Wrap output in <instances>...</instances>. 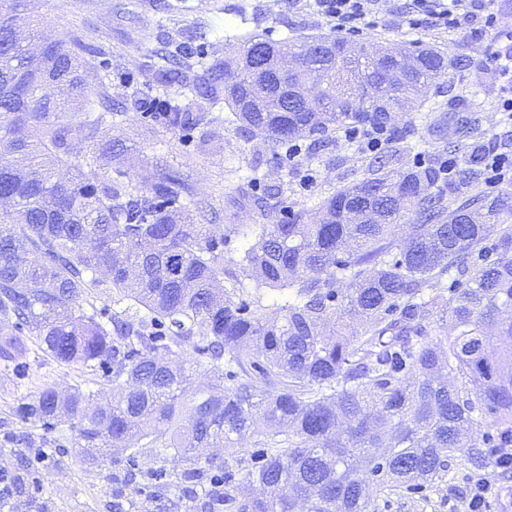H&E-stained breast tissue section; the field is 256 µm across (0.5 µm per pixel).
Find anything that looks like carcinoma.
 <instances>
[{
    "label": "carcinoma",
    "instance_id": "obj_1",
    "mask_svg": "<svg viewBox=\"0 0 512 512\" xmlns=\"http://www.w3.org/2000/svg\"><path fill=\"white\" fill-rule=\"evenodd\" d=\"M38 25V0H0V358L22 349L26 328L56 362L106 370L116 392L45 387L20 399L19 421L132 459L153 437L180 465L146 472L168 512L185 498L196 512H372L380 494L422 487L456 457L507 476L492 449L512 448V192L456 204L454 175L374 160L319 204L320 220L254 225L242 276L225 288L227 233L201 206L187 220L179 171L146 186L100 172L102 116L87 108L80 58ZM279 47L252 34L218 67L220 79L237 71L227 122L261 132L276 159L301 137L326 146L318 136L331 128L395 127L454 64L417 45L372 55L298 37L292 62ZM136 110L182 133L205 121L177 97L145 94ZM409 213L419 223L399 239ZM250 281L287 291L284 303L263 304ZM103 284L125 304L105 321L81 309ZM186 346L209 366L190 403L191 375L174 361ZM247 438L261 454L231 453L224 482L209 478L205 453ZM243 467L257 491H239ZM115 497L116 512L143 508L121 487Z\"/></svg>",
    "mask_w": 512,
    "mask_h": 512
}]
</instances>
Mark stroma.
<instances>
[{
	"label": "stroma",
	"instance_id": "35a3bbf8",
	"mask_svg": "<svg viewBox=\"0 0 512 512\" xmlns=\"http://www.w3.org/2000/svg\"><path fill=\"white\" fill-rule=\"evenodd\" d=\"M412 5L413 0H377L378 26L363 27L350 39L370 49L387 42L420 43L452 56L453 68L440 85L427 89L417 118L400 120L376 150L338 129L326 133L328 145L313 159L309 139H299L301 152L287 164L266 152L259 135L214 122V115L225 112L224 103L185 96L193 111L210 118L186 138L147 126L132 99L137 92L159 93L156 71L167 66L168 53L178 47L185 51L184 80L193 85L206 79L204 63L223 61L229 37L336 36L309 0H41L38 11L43 35L67 42L81 55L89 100L112 104V121L104 125L100 140H119L128 148L113 157L112 167L128 172L137 185L149 183L164 168L180 171L194 197L210 203L218 223L235 225L224 246L220 279L225 282L252 242L249 225L303 210L316 217L319 202L366 177L375 155L390 156L392 168L405 171L462 161L475 145L512 154V119L499 110L492 36L469 25L410 29L405 16ZM104 56L112 62L108 79L99 66ZM254 166L260 178L250 184L245 177ZM50 385L111 389L105 375L58 363L32 339L20 356L0 360V472L11 477L0 483V512H113L112 479L129 471L126 454L80 452L67 428L48 431L13 415L20 398ZM22 458L28 471L20 491L12 477ZM477 479L465 460L452 459L430 484L381 494L377 510L467 512L465 494Z\"/></svg>",
	"mask_w": 512,
	"mask_h": 512
}]
</instances>
